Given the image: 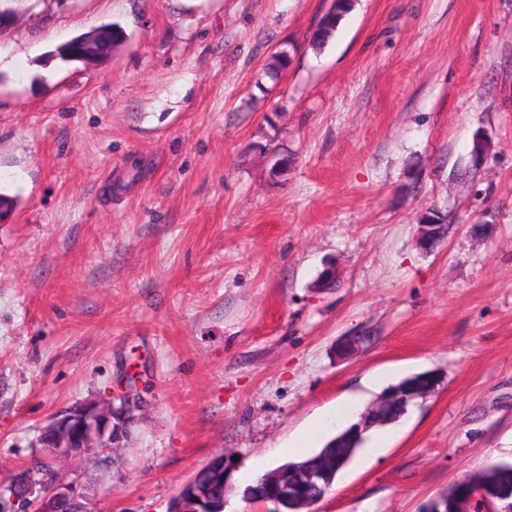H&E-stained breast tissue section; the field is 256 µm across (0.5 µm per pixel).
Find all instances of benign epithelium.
Wrapping results in <instances>:
<instances>
[{
  "label": "benign epithelium",
  "instance_id": "7a95c632",
  "mask_svg": "<svg viewBox=\"0 0 512 512\" xmlns=\"http://www.w3.org/2000/svg\"><path fill=\"white\" fill-rule=\"evenodd\" d=\"M113 41L102 36L84 49V61H92L108 52ZM431 379L417 382L408 395L389 391L367 408L358 422L364 430L374 419L406 408L408 399H425L435 391ZM144 407L141 393L124 386L106 401L88 400L77 403L54 417L38 436L46 456L37 464L17 472L11 491L0 490V512H90L77 481H67L57 469L44 472L42 464L56 460L80 459L96 448H110L125 438L136 413ZM205 498L188 503L174 497L167 512H204Z\"/></svg>",
  "mask_w": 512,
  "mask_h": 512
}]
</instances>
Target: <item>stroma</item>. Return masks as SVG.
I'll list each match as a JSON object with an SVG mask.
<instances>
[{
    "instance_id": "obj_1",
    "label": "stroma",
    "mask_w": 512,
    "mask_h": 512,
    "mask_svg": "<svg viewBox=\"0 0 512 512\" xmlns=\"http://www.w3.org/2000/svg\"><path fill=\"white\" fill-rule=\"evenodd\" d=\"M13 0L0 32V482L137 365L127 438L61 465L92 512H166L223 451L224 512L339 404L435 392L313 512H421L512 464V0ZM94 63L47 62L107 24ZM288 50L280 79L265 70ZM488 139L465 180L476 132ZM288 160L269 176L271 154ZM449 213L423 251L425 213ZM332 287L316 282L326 267ZM364 337L340 355V343ZM113 27V39L115 40V44L121 42L122 40V32L120 29L115 28L116 25H104L100 27L101 29L104 28H110ZM98 28L99 30H101ZM115 28V30H114ZM91 31L88 33H84L81 35H78L76 37H73L69 41L61 44L60 46L56 47L53 51L49 53V56L54 57L55 59H58L63 62H79L81 61V58H83V55H81V47H84L85 45L89 44L92 39H94L96 33L99 30Z\"/></svg>"
}]
</instances>
